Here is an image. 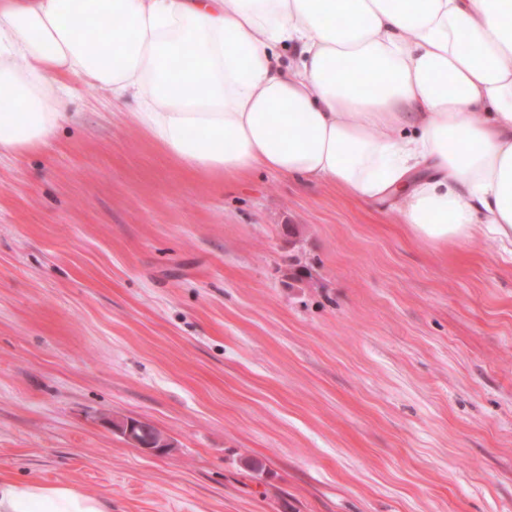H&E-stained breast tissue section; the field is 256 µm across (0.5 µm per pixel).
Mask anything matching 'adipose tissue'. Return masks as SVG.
Here are the masks:
<instances>
[{
    "instance_id": "adipose-tissue-1",
    "label": "adipose tissue",
    "mask_w": 512,
    "mask_h": 512,
    "mask_svg": "<svg viewBox=\"0 0 512 512\" xmlns=\"http://www.w3.org/2000/svg\"><path fill=\"white\" fill-rule=\"evenodd\" d=\"M97 38H86L89 29ZM205 180L274 172L434 244H512V0H0V153L50 147L71 83ZM0 478V512H108Z\"/></svg>"
}]
</instances>
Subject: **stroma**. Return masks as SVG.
Listing matches in <instances>:
<instances>
[{"mask_svg": "<svg viewBox=\"0 0 512 512\" xmlns=\"http://www.w3.org/2000/svg\"><path fill=\"white\" fill-rule=\"evenodd\" d=\"M0 156V477L111 512H512V261L397 202L167 162L74 84ZM132 418L172 444L128 445Z\"/></svg>", "mask_w": 512, "mask_h": 512, "instance_id": "stroma-1", "label": "stroma"}]
</instances>
